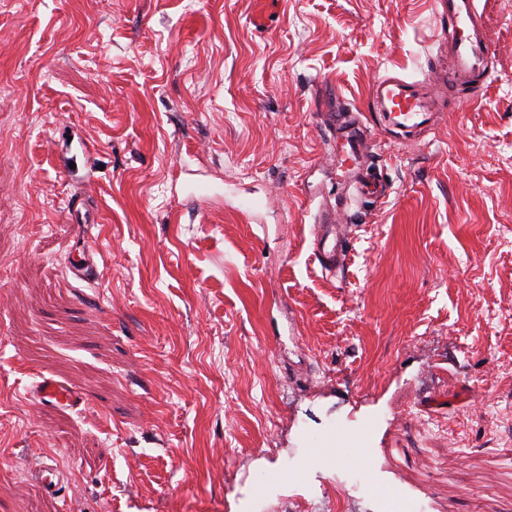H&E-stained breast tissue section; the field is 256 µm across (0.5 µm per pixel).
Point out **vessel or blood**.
Here are the masks:
<instances>
[{"label": "vessel or blood", "mask_w": 512, "mask_h": 512, "mask_svg": "<svg viewBox=\"0 0 512 512\" xmlns=\"http://www.w3.org/2000/svg\"><path fill=\"white\" fill-rule=\"evenodd\" d=\"M445 35L448 37V96L440 98L423 81L401 77H384L372 87V97L379 105L386 126L409 132L434 121L445 100L464 108L474 103L487 87L493 39L484 21L481 0H437ZM351 117L343 115L339 128L349 151L343 159L346 172L357 197L374 194L375 187L365 180L359 167L361 141L351 132ZM315 256L324 270L336 272L347 259V239L336 222V210L323 208L318 214ZM70 268L81 278H89L94 268L86 246L71 252ZM37 400L77 409L87 405L84 392L51 377L41 378L32 387Z\"/></svg>", "instance_id": "b4317fda"}]
</instances>
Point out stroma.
<instances>
[{"label":"stroma","mask_w":512,"mask_h":512,"mask_svg":"<svg viewBox=\"0 0 512 512\" xmlns=\"http://www.w3.org/2000/svg\"><path fill=\"white\" fill-rule=\"evenodd\" d=\"M485 18L489 86L399 140L371 89L444 94L435 0H0V512H289L360 465L418 512H512V0ZM338 110L382 194L338 209L331 275ZM336 223V208L324 207L318 214L315 256L324 270L335 273L347 259V239ZM70 268L80 278L88 279L94 269L93 258L84 245L76 246L71 252ZM32 393L39 401L50 402L69 409H78L88 405V399L84 392L52 377L42 376L41 380L33 385Z\"/></svg>","instance_id":"stroma-1"}]
</instances>
